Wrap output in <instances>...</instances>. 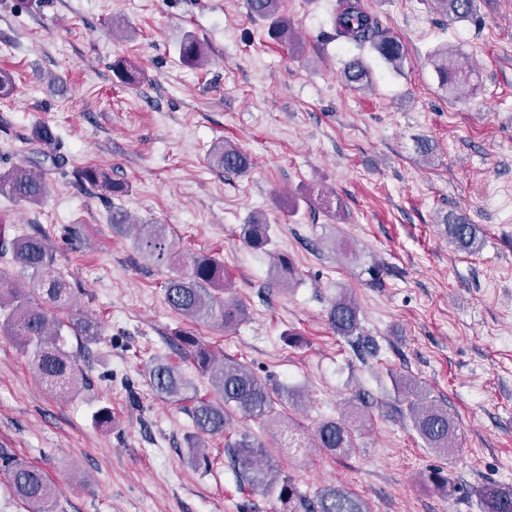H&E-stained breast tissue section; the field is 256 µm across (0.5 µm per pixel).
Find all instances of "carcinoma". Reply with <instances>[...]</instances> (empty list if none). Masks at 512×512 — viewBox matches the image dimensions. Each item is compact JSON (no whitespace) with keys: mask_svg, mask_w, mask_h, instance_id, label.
<instances>
[{"mask_svg":"<svg viewBox=\"0 0 512 512\" xmlns=\"http://www.w3.org/2000/svg\"><path fill=\"white\" fill-rule=\"evenodd\" d=\"M473 2L433 0V7L453 19H465L473 9ZM280 3L281 0H248V8L254 18L270 22L274 38L287 42L288 23L279 17ZM332 38H343L361 51L368 48L376 52L395 71L402 69L406 59L401 42L382 29L377 19L357 2L346 4L336 17ZM180 55L189 65L207 62L203 45L194 38L182 43ZM428 61L448 96L471 86L472 68L462 61L459 51L441 45L429 53ZM345 78L354 88L369 86L370 69L363 57L358 56L349 63ZM211 157L228 175L243 174L251 166V159L244 151L222 142L213 145ZM54 161V154L42 150L25 164L0 172V197L28 205L42 204L49 194L45 165ZM77 177L114 196L124 192L122 184L111 181L98 167L82 168L77 171ZM112 229L133 236L140 251L154 262L183 267L182 273L165 286V301L176 314L195 323L218 321L226 329L246 318V307L224 296V266L210 256H182L168 237L167 225L132 224L126 213L114 209ZM242 238L250 248L262 250L269 242L268 225L255 217L251 223L242 225ZM448 238L470 253L479 252L483 244L478 225L464 219L448 224ZM4 254L10 255L12 262L26 272L37 287L27 291L17 288L10 276L0 272V332L11 337L29 355L30 365L41 384L51 391L79 393L85 385L84 375L74 355L65 349L62 328L70 329L88 344L100 336V323L88 315L78 314L64 324L50 315L48 307L69 308L75 297L68 284L55 275L53 251L44 237L16 236L8 242ZM277 273L282 283L294 280V266L289 257L277 256ZM384 273V266L375 261L361 269L369 285L380 284ZM328 320L337 335L346 338L355 348L373 353L374 344L363 333L360 308L348 293L343 291L336 296L329 308ZM179 340L196 372L209 380L215 397H198L191 379L160 358L150 361L148 379L156 395L188 402L185 410L194 432L187 438V448L193 460H206L205 438L227 431L230 410L235 409L245 418L262 423L275 415V400L287 404L300 401L299 390L272 388L247 365L217 359L194 334L183 332ZM395 386L401 402L399 413L409 419L424 446L441 456L454 452L456 424L448 414V407L414 377L400 376L395 379ZM312 447L331 454H348L355 450L346 420H322L315 429ZM224 458L239 488L274 500L279 512H370L363 499L342 486H326L311 500L291 477L271 475L275 468L272 457L262 443L248 433L225 443ZM0 472L6 476L13 496L27 506V512H56L55 493L42 469L0 448ZM478 497L482 512H512V488L485 486L479 490Z\"/></svg>","mask_w":512,"mask_h":512,"instance_id":"cac0c4a2","label":"carcinoma"}]
</instances>
